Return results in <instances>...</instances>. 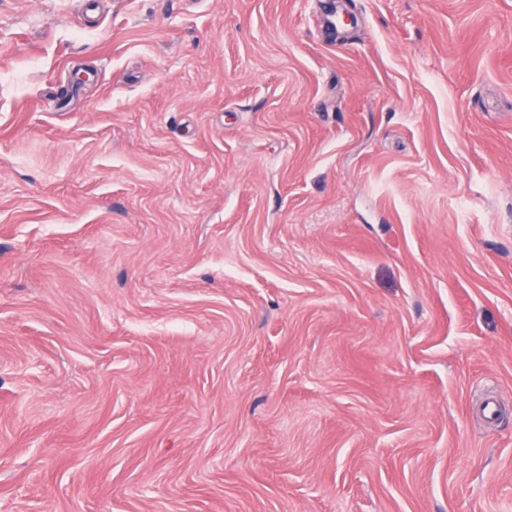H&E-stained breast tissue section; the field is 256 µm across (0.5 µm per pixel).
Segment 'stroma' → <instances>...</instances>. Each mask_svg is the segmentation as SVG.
I'll list each match as a JSON object with an SVG mask.
<instances>
[{"instance_id":"35a3bbf8","label":"stroma","mask_w":512,"mask_h":512,"mask_svg":"<svg viewBox=\"0 0 512 512\" xmlns=\"http://www.w3.org/2000/svg\"><path fill=\"white\" fill-rule=\"evenodd\" d=\"M0 0V512H512V0Z\"/></svg>"}]
</instances>
